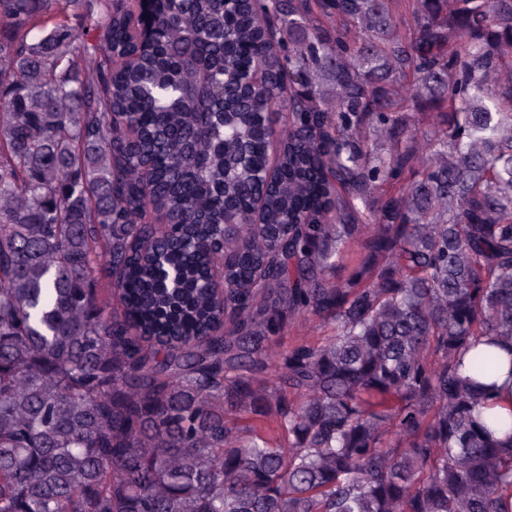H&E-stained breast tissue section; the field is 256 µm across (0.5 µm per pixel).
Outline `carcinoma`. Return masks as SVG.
<instances>
[{
	"label": "carcinoma",
	"mask_w": 512,
	"mask_h": 512,
	"mask_svg": "<svg viewBox=\"0 0 512 512\" xmlns=\"http://www.w3.org/2000/svg\"><path fill=\"white\" fill-rule=\"evenodd\" d=\"M80 2L0 0V512H512V0ZM486 338H482L478 345L470 352L465 354L464 361L467 360L469 355L473 351L482 350V349H493L497 351L501 356L502 366L499 372L488 378H480L479 382L482 384H495L496 390L494 391V397L492 400V405H483L482 415L484 418H488L490 416H498L500 418L508 419L509 418V410L511 409V421H512V377L509 382V349L506 344H501L497 346L488 345Z\"/></svg>",
	"instance_id": "carcinoma-1"
}]
</instances>
